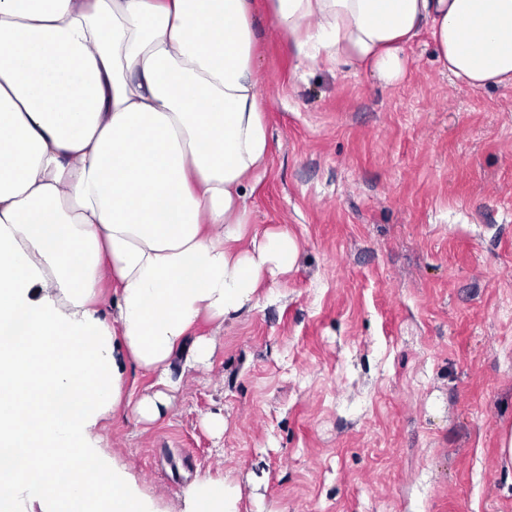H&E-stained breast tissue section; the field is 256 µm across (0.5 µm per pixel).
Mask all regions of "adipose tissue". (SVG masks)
I'll return each instance as SVG.
<instances>
[{"label": "adipose tissue", "instance_id": "ef3b65f1", "mask_svg": "<svg viewBox=\"0 0 512 512\" xmlns=\"http://www.w3.org/2000/svg\"><path fill=\"white\" fill-rule=\"evenodd\" d=\"M264 8L301 63L397 76L429 30L455 82L512 86V0H0V512H157L98 425L133 363L169 405L173 365L204 364L223 324L297 263L249 232L270 156ZM115 310L98 306L103 283ZM183 512H238L204 476Z\"/></svg>", "mask_w": 512, "mask_h": 512}]
</instances>
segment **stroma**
Here are the masks:
<instances>
[{
	"label": "stroma",
	"mask_w": 512,
	"mask_h": 512,
	"mask_svg": "<svg viewBox=\"0 0 512 512\" xmlns=\"http://www.w3.org/2000/svg\"><path fill=\"white\" fill-rule=\"evenodd\" d=\"M256 25L272 148L247 203L298 262L196 327L213 355L159 419L125 366L106 447L161 512L203 475L239 512H512V87L453 82L425 29L389 81L300 67Z\"/></svg>",
	"instance_id": "1"
}]
</instances>
